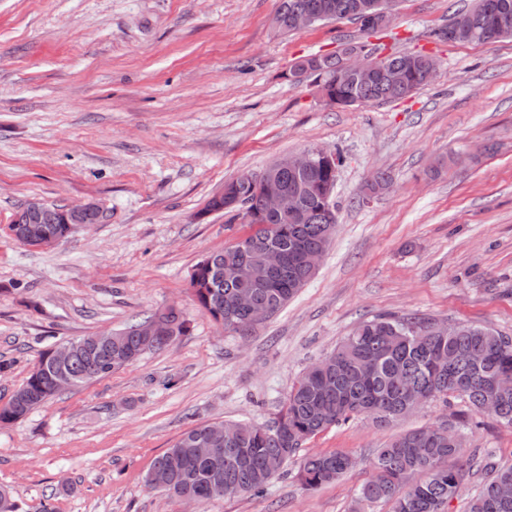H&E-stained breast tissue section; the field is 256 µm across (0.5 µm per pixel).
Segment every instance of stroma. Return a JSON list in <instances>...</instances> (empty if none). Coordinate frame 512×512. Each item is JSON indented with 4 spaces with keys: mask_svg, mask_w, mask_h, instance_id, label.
<instances>
[{
    "mask_svg": "<svg viewBox=\"0 0 512 512\" xmlns=\"http://www.w3.org/2000/svg\"><path fill=\"white\" fill-rule=\"evenodd\" d=\"M472 5L396 0L370 37L346 19L277 34L280 0H0V361L12 364L0 404L59 343L172 302L190 323L165 349L0 425V485L55 512H185L146 485L153 460L194 423L270 422L362 320L417 313L512 336V37L433 36ZM349 40L430 54L438 74L405 99L346 108L291 76L296 59ZM309 147L345 156L320 268L247 335L224 331L196 309L188 277L245 228L205 203ZM379 170L390 190L363 201ZM31 198L93 201L107 220L25 246L8 226ZM464 408L430 401L387 427L354 418L307 441L264 495L197 512H351L376 448ZM467 446L511 464L512 426L481 417ZM330 451L355 468L304 489L301 457Z\"/></svg>",
    "mask_w": 512,
    "mask_h": 512,
    "instance_id": "35a3bbf8",
    "label": "stroma"
}]
</instances>
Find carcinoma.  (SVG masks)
<instances>
[{
  "instance_id": "cac0c4a2",
  "label": "carcinoma",
  "mask_w": 512,
  "mask_h": 512,
  "mask_svg": "<svg viewBox=\"0 0 512 512\" xmlns=\"http://www.w3.org/2000/svg\"><path fill=\"white\" fill-rule=\"evenodd\" d=\"M364 2L281 0L276 29L287 34L292 31V15L316 11L330 20L356 21L371 33L372 22L361 9ZM466 13L470 15L468 36L452 37V22L434 35L462 43L512 36V0H475ZM354 49L361 50L367 61L375 60L368 45L345 42L334 55L296 60L291 70L299 76L311 69L309 77L319 92L343 107L400 100L432 82L428 77L431 63L418 55L406 84L398 88L382 81L359 84L344 70L345 55ZM337 160L333 168L319 165L302 177L288 170L278 173L284 190L300 194L303 220L290 224L269 216L261 224L248 225V232L233 245L212 253V262L202 258L194 265L191 296L200 312L228 332H244L253 327L251 308L264 309L272 317L304 287L307 270L299 262V252L328 248L329 230L336 224L318 188L336 180L342 154H337ZM233 185L238 204L231 206L227 199L213 195L203 212H222L231 223L240 220L241 205L256 200L259 187L246 174L233 180ZM273 246L285 255L286 264L272 283L262 267L261 252ZM218 265L235 266L241 274L219 282ZM242 290L252 292V307L236 306ZM149 318L157 319L165 329L175 328L179 336L189 332L188 320L178 309L158 310ZM430 322L431 318L416 314H381L360 323L326 356L324 366L304 370L274 421L224 423L223 449L211 457L197 451L207 424L191 426L153 461L149 472L157 482L149 487L171 483L177 491L205 502L210 482L219 478L228 496L260 493L310 438L357 416L387 426L401 418L419 394L429 400L460 399L472 413L512 426V337L468 323L455 325L445 336H425L423 329ZM165 347L160 339L145 341L131 325L121 330L120 344L112 348V354L103 349L79 354L67 372L74 386L82 387ZM56 394L43 372L32 368L10 399L0 405V423L23 419ZM448 423L458 431L457 438L434 432L425 436L424 429L418 428L377 449L372 475L360 487L357 507L385 503L391 505V512H446L462 487L479 476L482 484L468 502L467 512H512V498L500 494L501 486L512 485V465H499L490 451L481 456L468 451L467 416L453 413ZM355 465V458L342 452L310 455L301 464L299 479L305 489L315 490L339 480Z\"/></svg>"
}]
</instances>
